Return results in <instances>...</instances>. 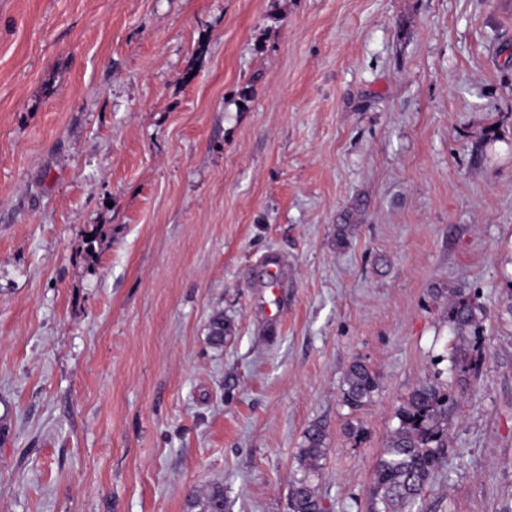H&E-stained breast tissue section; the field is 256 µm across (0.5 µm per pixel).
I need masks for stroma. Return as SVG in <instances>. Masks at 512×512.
<instances>
[{"instance_id":"1","label":"stroma","mask_w":512,"mask_h":512,"mask_svg":"<svg viewBox=\"0 0 512 512\" xmlns=\"http://www.w3.org/2000/svg\"><path fill=\"white\" fill-rule=\"evenodd\" d=\"M452 288L487 357L427 512H512V0H0V512H292L314 422L366 512ZM261 288H265L261 297H260V305L265 312L268 320L273 323H278L280 320V312H279V304H278V294L279 288L281 287V272L280 266L278 263L268 260L266 262V274L265 280L261 286ZM269 293L273 296V299L270 301L266 300L265 294ZM272 305L275 306V310H273ZM343 402L352 411L370 403L379 387L378 376L363 362L354 361L344 378ZM193 507H199L200 512H226L223 484L214 483L208 486L202 495L196 498Z\"/></svg>"}]
</instances>
